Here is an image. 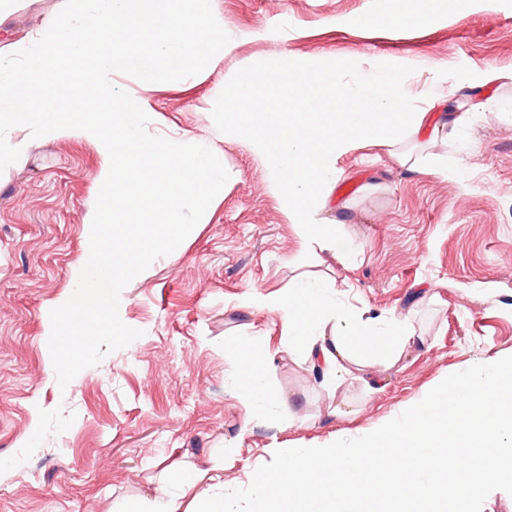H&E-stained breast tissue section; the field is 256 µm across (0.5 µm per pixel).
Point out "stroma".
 <instances>
[{
	"label": "stroma",
	"instance_id": "35a3bbf8",
	"mask_svg": "<svg viewBox=\"0 0 512 512\" xmlns=\"http://www.w3.org/2000/svg\"><path fill=\"white\" fill-rule=\"evenodd\" d=\"M231 42L200 74L152 89L113 83L147 99L148 130L194 138L222 157L223 196L186 240L156 259L120 296L122 321L143 332L60 389L48 349L50 312L73 293L89 249L104 164L74 134L30 139L0 174V512H145L206 471L247 486L275 450L364 436L419 402L451 373L512 356V0H467L426 25L382 17L385 0H217ZM64 0H10L0 26L17 42ZM352 60L367 69L404 62L418 109L463 112L448 137L417 135L423 158L458 161L462 175L400 166L367 145L336 160L321 222L352 256L303 251L271 179L247 140L211 117L226 78L262 60ZM495 80H487L488 72ZM332 285L369 318L409 315L421 344L391 367L329 389L319 371L281 345V320L245 310L251 290L283 293L299 274ZM274 355L266 379L289 414L248 422L234 392L238 337ZM237 451L225 457V442Z\"/></svg>",
	"mask_w": 512,
	"mask_h": 512
}]
</instances>
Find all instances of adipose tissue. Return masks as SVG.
<instances>
[{
    "instance_id": "adipose-tissue-1",
    "label": "adipose tissue",
    "mask_w": 512,
    "mask_h": 512,
    "mask_svg": "<svg viewBox=\"0 0 512 512\" xmlns=\"http://www.w3.org/2000/svg\"><path fill=\"white\" fill-rule=\"evenodd\" d=\"M239 305L278 312L283 343L300 352L333 383L371 364L392 365L417 339L407 316L362 320L357 310L337 302L336 292L327 282L304 276L279 295L246 293ZM235 353L240 367L235 392L249 421L266 418L271 405L286 408L285 400L274 399L266 389L269 355L260 350L257 337H241Z\"/></svg>"
}]
</instances>
